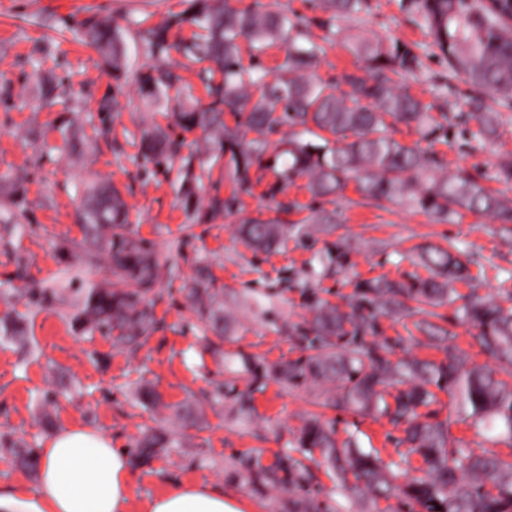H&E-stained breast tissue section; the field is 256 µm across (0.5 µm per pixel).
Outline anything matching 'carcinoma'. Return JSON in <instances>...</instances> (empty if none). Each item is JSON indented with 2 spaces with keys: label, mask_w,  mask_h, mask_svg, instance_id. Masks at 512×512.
<instances>
[{
  "label": "carcinoma",
  "mask_w": 512,
  "mask_h": 512,
  "mask_svg": "<svg viewBox=\"0 0 512 512\" xmlns=\"http://www.w3.org/2000/svg\"><path fill=\"white\" fill-rule=\"evenodd\" d=\"M191 11L170 22L138 30L148 55L157 64L137 73L142 92L156 96L181 90L179 66L167 61L172 44V25L188 24L196 29L194 40L184 48L193 61L207 62L199 77L210 102L182 106L174 113L176 127L200 129L228 155L236 189L228 199L215 194L208 199L207 213L217 216L238 202V193L251 190L249 171L265 164L276 174L271 188L275 193L301 176L309 177L313 196L324 198L342 191L349 181L357 182L361 197L386 209L406 205L431 214L442 222H452L467 211L493 215L502 224H512V161L497 166L494 180L504 190L492 194L468 171L459 169L441 174L442 161L433 151L420 147L448 141V130L468 132L492 144L499 137V113L486 104L489 95L512 99V0H399L400 9L427 30L425 49L444 61L450 70L465 77L470 86L465 100L467 111L453 116L432 115L433 105L409 94L408 78L423 69V55L398 40L360 36L344 40L347 50L365 66L344 70L327 81L318 75L325 46L312 41L309 20L303 16L276 15L260 11H239L229 0H192ZM314 9L324 12L319 25L327 29L326 42H336V20L359 17L369 8L368 0H313ZM87 44L115 73L126 70L129 60L122 32L108 20L87 17L82 23ZM245 38L256 54L271 42L286 46L282 74L266 81L260 64H242L239 40ZM222 81H214V71ZM115 99L106 95L97 107L100 126L95 133L110 131ZM246 115V125L258 134L249 142L224 122V113ZM412 127L420 140L409 144L394 136L386 117ZM301 127L302 133L320 139L314 143L296 135L288 138L281 154L288 156L282 169L264 163L267 150L262 136L276 129ZM142 156L155 171L167 172L169 159L180 154L182 142L158 127L141 134ZM196 155L182 157L183 195L186 205L197 197L194 186ZM78 218L84 237L67 252L84 260L102 263L113 282L81 289V302L73 318L84 331L117 332L114 345L136 348L146 343L156 330L152 296L160 279V263L147 243L128 228L129 215L119 189L109 182L88 187ZM285 227L249 219L239 225L241 238L255 251L269 252L284 238ZM421 262L432 272L427 279L410 281L374 279L356 285V292L343 311L325 299L312 301L313 316L307 331L299 337L307 354L268 363L242 351L228 353L223 346L233 342L234 319L224 313V290L214 287L209 270L197 268L182 286L195 315L208 323L214 338L208 340L213 355L227 362L237 360L249 386L239 390L227 386L233 410L242 420H252L253 393L268 380L299 386L332 383L320 393L322 404L376 413L404 426L403 442L408 452L423 460L419 474L398 484L401 471L395 463H385L377 455L352 447V441L338 444L333 424L318 417L304 421L293 447L263 461V450L255 449L234 460V475L253 491L278 492L276 512H337L324 492L315 468L325 467L342 491L378 507L381 498L399 499V512H512V460L501 458L489 448H473L467 443L448 447L451 424L469 418L486 431L496 423L505 433L495 440L512 447V390L495 372L470 366L453 344L454 336L432 322L436 308L458 299L456 317L478 329L474 340L482 351L507 365L512 375V306L487 300L472 292L458 296L452 285L472 280L471 260L462 258L455 247L426 246ZM416 306H410V303ZM418 315L414 327L431 340L448 341L445 357L439 362L389 358L392 347L369 343L368 335L379 333V318L399 321ZM448 395V415L429 420L419 412L438 402L437 392ZM140 404L164 409L167 422L183 427L198 420L196 404L185 401L167 404L155 390L145 386L138 393ZM18 463L34 471L39 465L35 449L8 436H0ZM176 447L173 434L164 427L150 428L136 439L134 455L147 463L160 452ZM320 460H315L314 453Z\"/></svg>",
  "instance_id": "1"
}]
</instances>
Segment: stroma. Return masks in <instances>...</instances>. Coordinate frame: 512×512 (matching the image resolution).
<instances>
[{
	"instance_id": "35a3bbf8",
	"label": "stroma",
	"mask_w": 512,
	"mask_h": 512,
	"mask_svg": "<svg viewBox=\"0 0 512 512\" xmlns=\"http://www.w3.org/2000/svg\"><path fill=\"white\" fill-rule=\"evenodd\" d=\"M357 19L338 22L340 36L376 33L406 43H426L424 30L409 23L397 0H369ZM190 0H0V318L22 314L23 336L0 340V433L42 448L50 434L41 426L50 412L55 428L85 424L131 448L141 431L158 424L152 411L135 407L142 381L152 382L165 402L177 403L195 393L204 419L201 427L182 430L179 447L147 465H133V493L128 512L177 483L206 482L226 495L248 501L255 512H274L276 495L257 493L236 480L233 456L260 449L265 457L289 447L304 418L323 414L334 421L338 441L353 440L363 451L379 450L395 459L402 429L388 419L352 410L324 409L310 385L288 388L268 382L255 394L260 424L234 420L226 384L245 389L239 362L224 364L204 340V325L191 313L181 291L198 266H207L215 287L224 291L225 307L239 316L236 347L270 361L296 356L292 342L311 318L306 295H318L346 306L357 283L372 278L407 280L427 277L416 258L425 244L455 246L484 266L474 283H457L459 294L477 290L494 301L512 293V230L483 213H464L451 223L406 206L379 209L361 204L355 184L334 199H314L308 177L296 178L284 191L269 194L272 171L251 169L252 195L217 218L205 208L183 201L178 170L152 175L142 168L140 130L155 123L183 143V152L202 146L201 131L175 127L165 99H150L134 79L150 58L135 39L137 30L164 23L190 9ZM96 14L111 19L125 33L129 71L113 76L97 52L76 37L78 24ZM62 80L67 93L50 105L37 95L34 69ZM116 98L112 132L83 155L65 149L60 126L77 119L84 130L98 122V101ZM500 114L501 135L484 145L452 136L438 150L447 171L464 169L489 189L501 160L512 159V101L493 98ZM200 197L228 198L233 172L218 150L203 155ZM111 180L123 193L132 229L150 242L162 267L155 287L158 328L137 350L114 347L111 337L75 329L72 317L80 289L109 281L105 266L67 255L82 237L76 211L86 184ZM296 201L301 211L285 212ZM331 216L328 224L311 223L315 209ZM248 219L274 221L288 228L279 251L257 252L239 237ZM346 261L337 264V252ZM54 287L55 301L29 306L23 292ZM440 327L450 330L470 364L500 369V362L481 352L475 328L455 320L454 306L441 307Z\"/></svg>"
}]
</instances>
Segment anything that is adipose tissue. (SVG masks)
<instances>
[{"label":"adipose tissue","mask_w":512,"mask_h":512,"mask_svg":"<svg viewBox=\"0 0 512 512\" xmlns=\"http://www.w3.org/2000/svg\"><path fill=\"white\" fill-rule=\"evenodd\" d=\"M36 492H0V512H127L132 472L125 449L82 424L58 431L40 450ZM144 512H247L211 484L185 483L150 500Z\"/></svg>","instance_id":"1"}]
</instances>
